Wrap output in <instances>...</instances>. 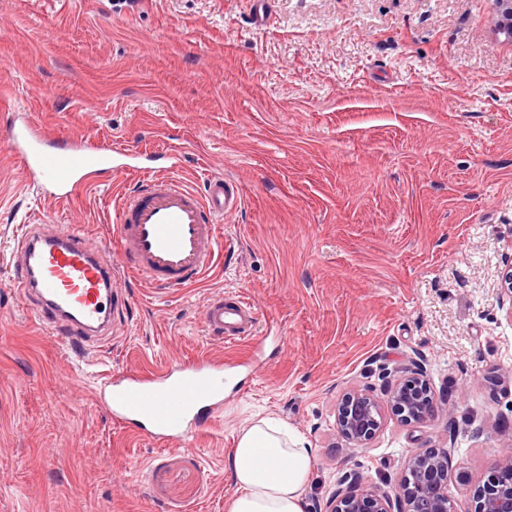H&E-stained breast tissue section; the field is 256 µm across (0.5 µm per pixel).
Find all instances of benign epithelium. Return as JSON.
<instances>
[{
  "mask_svg": "<svg viewBox=\"0 0 512 512\" xmlns=\"http://www.w3.org/2000/svg\"><path fill=\"white\" fill-rule=\"evenodd\" d=\"M500 31L512 38V0H496ZM501 305L512 320V261L502 275ZM385 400L368 390L353 389L336 403V429L352 448H365L380 432L388 406L407 426L424 424L434 410V394L425 360L412 361L410 375L387 384ZM451 445L420 447L407 456L398 480L382 485L360 471L342 474L336 489L319 512H454L448 495ZM471 512H512V445L498 450L493 477L474 494Z\"/></svg>",
  "mask_w": 512,
  "mask_h": 512,
  "instance_id": "obj_1",
  "label": "benign epithelium"
}]
</instances>
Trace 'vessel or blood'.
<instances>
[{
  "label": "vessel or blood",
  "mask_w": 512,
  "mask_h": 512,
  "mask_svg": "<svg viewBox=\"0 0 512 512\" xmlns=\"http://www.w3.org/2000/svg\"><path fill=\"white\" fill-rule=\"evenodd\" d=\"M7 135L27 175L57 203L68 201L77 187L95 183L100 173L126 172L134 157L118 147L58 142L27 124H10ZM242 205L239 187L221 176L207 178L199 190L180 178L149 175L116 206L117 258L90 248L77 229L53 233L28 224L17 243L12 285L65 345L97 340L129 303L113 285L117 265L156 288L187 287L212 267L223 249L221 221ZM255 320L252 306L234 293L213 294L202 313L208 334L228 343L255 339ZM96 390L113 419L132 433L184 445L198 436L203 415L222 409L224 370L219 362L199 359L151 375H108Z\"/></svg>",
  "instance_id": "obj_1"
}]
</instances>
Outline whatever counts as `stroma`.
I'll return each instance as SVG.
<instances>
[{"instance_id": "stroma-1", "label": "stroma", "mask_w": 512, "mask_h": 512, "mask_svg": "<svg viewBox=\"0 0 512 512\" xmlns=\"http://www.w3.org/2000/svg\"><path fill=\"white\" fill-rule=\"evenodd\" d=\"M0 0V512H227L243 425L270 417L314 451L307 498L342 473L398 477L417 447L454 442L448 494L471 512L512 444V319L498 275L512 257V41L495 0ZM23 114L58 140L173 149L195 187L235 180L245 206L202 281L162 292L134 274L122 320L88 363L10 287L22 225L76 226L111 247L132 174L45 201L10 152ZM237 292L264 343L227 346L202 322ZM423 356L435 409L385 413L346 449L336 401ZM231 362L224 407L187 447L114 423L103 371Z\"/></svg>"}]
</instances>
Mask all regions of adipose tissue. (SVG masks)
<instances>
[{
	"instance_id": "adipose-tissue-1",
	"label": "adipose tissue",
	"mask_w": 512,
	"mask_h": 512,
	"mask_svg": "<svg viewBox=\"0 0 512 512\" xmlns=\"http://www.w3.org/2000/svg\"><path fill=\"white\" fill-rule=\"evenodd\" d=\"M314 454L305 440L261 419L242 428L227 467L237 493L229 512H307Z\"/></svg>"
}]
</instances>
